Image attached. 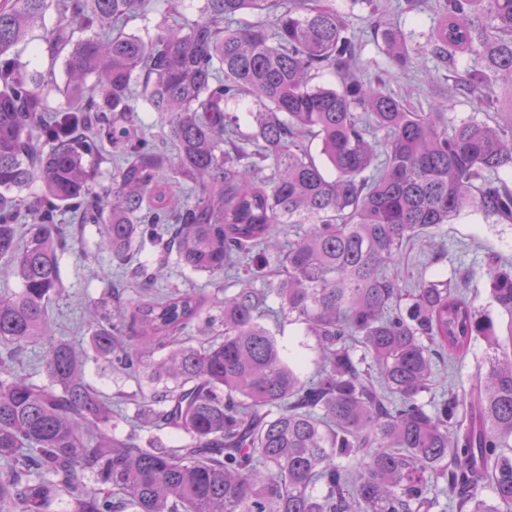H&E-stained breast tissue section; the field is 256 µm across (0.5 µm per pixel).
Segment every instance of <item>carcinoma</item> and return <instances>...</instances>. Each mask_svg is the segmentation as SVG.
Masks as SVG:
<instances>
[{
    "instance_id": "cac0c4a2",
    "label": "carcinoma",
    "mask_w": 512,
    "mask_h": 512,
    "mask_svg": "<svg viewBox=\"0 0 512 512\" xmlns=\"http://www.w3.org/2000/svg\"><path fill=\"white\" fill-rule=\"evenodd\" d=\"M146 0H65L43 39L64 57L66 103L11 50L43 27L48 0L0 5V508L4 512H512V269L486 257L489 315L446 279L406 290L402 250L466 211L512 220V0H434L428 53L463 70L458 91L489 120L448 125L452 93L415 112L356 73L359 48L330 0H205L203 16L145 42L115 25ZM389 60L416 50L385 19ZM245 13L254 22L238 26ZM82 36H75V31ZM327 71L339 86L312 84ZM254 97L252 130L229 103ZM159 115L176 153L141 134ZM316 140L326 164L303 141ZM118 151L106 195L86 157ZM270 174H264L265 170ZM190 186L179 201L171 183ZM40 194L22 211L20 194ZM67 210L95 224L123 264L146 234L193 273L246 283L206 300L187 290L96 312L91 346L112 367L172 386L141 391L137 418L178 445L112 430V408L85 382L83 356L52 342L49 384L10 365L49 334L47 305L72 245ZM278 224L300 227L280 241ZM280 262L286 275L255 288ZM304 325L313 375L264 320ZM195 325L199 339L181 336ZM481 338L484 361L436 405L420 401L436 360ZM94 478L95 486L84 482Z\"/></svg>"
}]
</instances>
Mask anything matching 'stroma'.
I'll list each match as a JSON object with an SVG mask.
<instances>
[{"label": "stroma", "mask_w": 512, "mask_h": 512, "mask_svg": "<svg viewBox=\"0 0 512 512\" xmlns=\"http://www.w3.org/2000/svg\"><path fill=\"white\" fill-rule=\"evenodd\" d=\"M399 2L383 0L385 8L392 11L407 43L420 51L411 67L404 70L393 69L388 58L373 43L369 9L362 0H333L362 46L360 64L364 73H387L386 91L403 99L412 109L423 111L435 99L437 89L450 86L446 79L447 68L427 51L432 28L436 26L438 18L425 5L415 14L398 12ZM76 236L78 242L74 249L60 260L62 290L48 304L52 335L71 341L78 350L85 352L84 376L102 395L119 403L121 414L114 421L115 431L125 435L131 431L130 419L136 413L134 400L144 381L114 371L111 365L92 351L89 325L94 303L115 290L119 291L122 302L129 303L143 296L192 288L209 295L219 285L207 274L185 271L173 262L169 263L163 280L144 284L131 275L129 268L141 262L156 263L161 255L160 246L144 242L127 264L121 265L113 261L110 253L99 248L95 225H77ZM490 253L499 254L512 262V222L506 224L497 217L470 212L446 225L441 235L433 237L425 245L406 249L396 272L403 285L409 287L423 275L430 277L438 272L450 275L456 271L466 274L465 293L468 299L497 319L501 313L491 300L484 268V259ZM484 348V342H476L463 363L454 366L438 364L435 383L430 392L423 394V401L437 402L449 386L468 382Z\"/></svg>", "instance_id": "1"}]
</instances>
